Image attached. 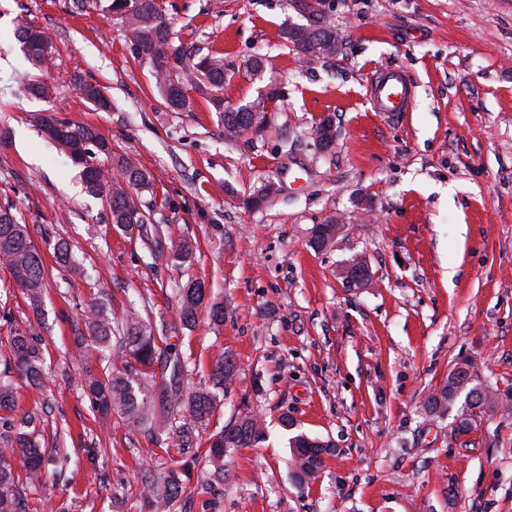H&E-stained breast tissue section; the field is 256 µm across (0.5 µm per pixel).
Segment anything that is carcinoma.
Returning <instances> with one entry per match:
<instances>
[{"instance_id": "1", "label": "carcinoma", "mask_w": 512, "mask_h": 512, "mask_svg": "<svg viewBox=\"0 0 512 512\" xmlns=\"http://www.w3.org/2000/svg\"><path fill=\"white\" fill-rule=\"evenodd\" d=\"M156 0H111L108 10L120 11V21L135 58L151 65L154 87L162 104L171 112L194 110L196 92L219 113L224 140L231 142L248 132L252 125H265L268 120L266 100L260 98L238 108L224 106V60L210 53L203 54L195 46H187L173 29ZM334 30L319 22L313 26L285 28L281 37L287 47L309 63L326 55L312 51L315 45L332 36ZM16 39L26 57L37 67H47L55 57V46L47 30L20 20ZM73 85L79 94L99 109L110 101L97 83L87 82L78 74ZM39 130L66 157L80 168L86 190L105 202L109 223L137 236L156 261L184 265L194 259L191 241L171 238L167 226L156 219V199L152 175L135 158L117 152L112 142L92 125H75L48 112L37 118ZM150 199H144V194ZM339 225L330 217L311 229L310 246L322 251L336 243ZM55 263L70 274L81 276L85 269L72 253L69 244L61 241L55 251ZM0 265L6 267L28 305L41 306L47 271L42 257L31 239L27 225L12 212L0 207ZM205 299L204 284L189 279L176 289L181 325L190 328L198 320ZM9 358L0 369V512H27L22 486L35 488L46 480L43 466L45 429L43 420L29 413L16 414L13 375L35 387L44 383L45 358L40 337L32 333L13 332L6 339ZM73 354L80 358L92 345L100 353L117 360L121 366L105 370L104 376L85 372L83 387L97 407L103 420L115 414L143 432L157 445H173L185 434L186 425L177 420L187 416L192 422L210 421L215 404L207 388L184 394L181 382L189 372L188 361L174 347L158 350L157 339L149 321L136 308L121 316L111 317L101 308L91 309L85 330L73 336ZM165 353L164 369L169 376L155 380L151 368ZM472 361H463L448 379L426 400V411L441 416L456 409L453 426L456 435H466L490 413L512 406V394L502 393L478 379ZM236 362L219 355L210 378L228 389L237 377ZM265 420L246 414L209 437V448L201 456L200 466L209 484L224 481V456L234 448H246L265 439ZM292 475L302 487L320 470L323 455L331 445L303 432L289 441ZM20 462L23 472L13 469ZM190 479L184 468H168L148 473L141 479L142 512H176L177 504Z\"/></svg>"}]
</instances>
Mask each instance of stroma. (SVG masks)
Masks as SVG:
<instances>
[{"mask_svg": "<svg viewBox=\"0 0 512 512\" xmlns=\"http://www.w3.org/2000/svg\"><path fill=\"white\" fill-rule=\"evenodd\" d=\"M159 0L183 41L223 56V96L238 107L269 90V126L224 139L216 112L159 102L150 67L135 59L118 14L71 0H0V206L27 224L52 272L33 314L0 266V356L11 331L43 339L47 388L17 389L19 411L43 418L71 456L65 475L26 492L29 512H140L145 471L197 458L208 432L247 413L265 441L230 451L224 482L204 492L193 469L183 512H512V412L485 415L467 435L425 400L464 360L485 383L512 390V0ZM339 33L337 54L298 62L280 32L316 18ZM48 29L58 55L39 72L15 39L18 19ZM269 59L270 73H242ZM404 69L410 111H374L368 78ZM79 74L108 88L93 109L72 88ZM39 76L50 98L22 89ZM53 110L90 124L153 176L170 236L191 239L189 265H153L141 244L109 224L79 170L38 132ZM331 116L336 139L314 143ZM261 208L247 198L267 182ZM343 219L333 247L309 246L313 225ZM65 238L87 258V278L54 269ZM365 255L372 284L346 287L348 260ZM204 281L224 306L181 328L172 290ZM145 307L154 334L189 358L185 390L210 384L223 353L238 365L190 446H159L112 418L100 427L81 386L104 364L71 354L92 304ZM289 415L292 426L281 423ZM332 446L314 480L292 481L288 440L299 432Z\"/></svg>", "mask_w": 512, "mask_h": 512, "instance_id": "35a3bbf8", "label": "stroma"}]
</instances>
